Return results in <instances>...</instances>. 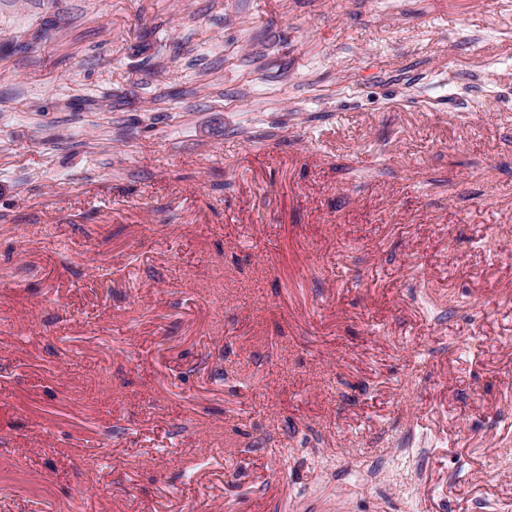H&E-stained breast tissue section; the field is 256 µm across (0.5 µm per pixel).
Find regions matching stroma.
I'll return each mask as SVG.
<instances>
[{"label": "stroma", "mask_w": 512, "mask_h": 512, "mask_svg": "<svg viewBox=\"0 0 512 512\" xmlns=\"http://www.w3.org/2000/svg\"><path fill=\"white\" fill-rule=\"evenodd\" d=\"M506 454L512 0H0V512H512Z\"/></svg>", "instance_id": "stroma-1"}]
</instances>
